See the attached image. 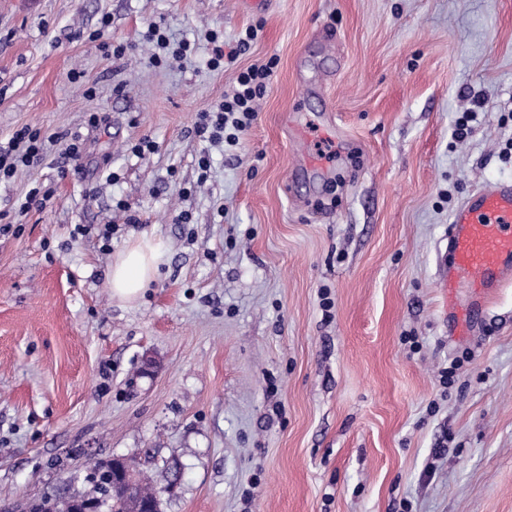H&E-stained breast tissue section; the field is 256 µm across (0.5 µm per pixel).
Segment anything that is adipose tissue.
Instances as JSON below:
<instances>
[{
	"mask_svg": "<svg viewBox=\"0 0 512 512\" xmlns=\"http://www.w3.org/2000/svg\"><path fill=\"white\" fill-rule=\"evenodd\" d=\"M163 258L162 242L151 237L140 238L117 253L109 273L113 299L137 300L155 280Z\"/></svg>",
	"mask_w": 512,
	"mask_h": 512,
	"instance_id": "obj_1",
	"label": "adipose tissue"
}]
</instances>
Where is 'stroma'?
<instances>
[{
    "label": "stroma",
    "instance_id": "1",
    "mask_svg": "<svg viewBox=\"0 0 512 512\" xmlns=\"http://www.w3.org/2000/svg\"><path fill=\"white\" fill-rule=\"evenodd\" d=\"M152 22L190 55L150 65ZM272 58L239 145L195 140ZM26 126L82 157L0 181V504L121 455L179 471L163 512H512V284L453 336L437 274L457 208L512 182V0H0V142ZM144 235L165 262L115 300ZM163 258L162 242L151 237L140 238L117 253L109 273L113 299L137 300L155 280Z\"/></svg>",
    "mask_w": 512,
    "mask_h": 512
}]
</instances>
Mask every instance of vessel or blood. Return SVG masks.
I'll list each match as a JSON object with an SVG mask.
<instances>
[{"label": "vessel or blood", "instance_id": "b4317fda", "mask_svg": "<svg viewBox=\"0 0 512 512\" xmlns=\"http://www.w3.org/2000/svg\"><path fill=\"white\" fill-rule=\"evenodd\" d=\"M448 266L441 283L448 290V318L459 333L512 274V184L493 185L465 200L448 233Z\"/></svg>", "mask_w": 512, "mask_h": 512}]
</instances>
